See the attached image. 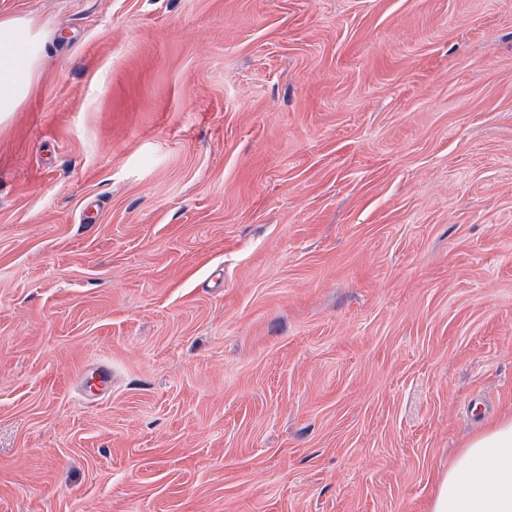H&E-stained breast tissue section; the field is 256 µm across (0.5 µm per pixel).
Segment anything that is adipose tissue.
Listing matches in <instances>:
<instances>
[{"instance_id": "1", "label": "adipose tissue", "mask_w": 512, "mask_h": 512, "mask_svg": "<svg viewBox=\"0 0 512 512\" xmlns=\"http://www.w3.org/2000/svg\"><path fill=\"white\" fill-rule=\"evenodd\" d=\"M49 45L48 31L35 19L0 15V114L28 102ZM428 512H512V417L465 444L439 481Z\"/></svg>"}]
</instances>
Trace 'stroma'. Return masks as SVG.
Returning <instances> with one entry per match:
<instances>
[{
    "label": "stroma",
    "mask_w": 512,
    "mask_h": 512,
    "mask_svg": "<svg viewBox=\"0 0 512 512\" xmlns=\"http://www.w3.org/2000/svg\"><path fill=\"white\" fill-rule=\"evenodd\" d=\"M0 13V512H428L512 415V0ZM45 26L28 16L0 15V115L19 111L34 93L50 45Z\"/></svg>",
    "instance_id": "obj_1"
}]
</instances>
